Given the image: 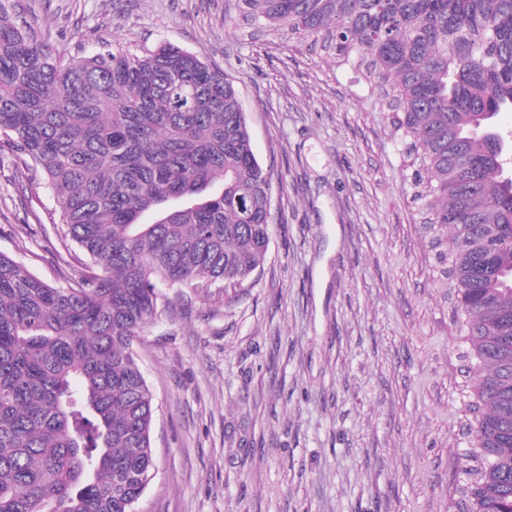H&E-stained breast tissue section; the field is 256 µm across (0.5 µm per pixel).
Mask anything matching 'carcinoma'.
<instances>
[{
	"label": "carcinoma",
	"instance_id": "carcinoma-1",
	"mask_svg": "<svg viewBox=\"0 0 512 512\" xmlns=\"http://www.w3.org/2000/svg\"><path fill=\"white\" fill-rule=\"evenodd\" d=\"M324 35L389 98L476 361L471 512H512V0H239ZM0 0V133L87 257L51 286L0 252V512H134L154 395L135 344L160 279L230 291L266 260L273 182L233 82L172 44L66 60Z\"/></svg>",
	"mask_w": 512,
	"mask_h": 512
}]
</instances>
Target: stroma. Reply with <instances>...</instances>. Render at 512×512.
Here are the masks:
<instances>
[{
  "label": "stroma",
  "instance_id": "1",
  "mask_svg": "<svg viewBox=\"0 0 512 512\" xmlns=\"http://www.w3.org/2000/svg\"><path fill=\"white\" fill-rule=\"evenodd\" d=\"M67 58L170 43L233 80L273 178L267 258L236 298L161 285L137 345L156 471L136 512H466L474 378L387 100L316 36L238 0H10ZM0 138V252L51 285L85 256Z\"/></svg>",
  "mask_w": 512,
  "mask_h": 512
}]
</instances>
